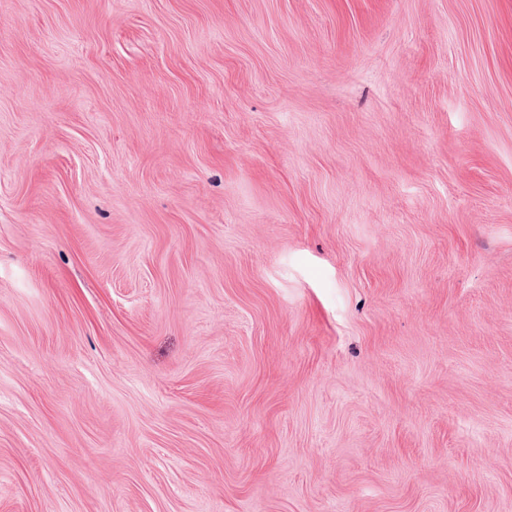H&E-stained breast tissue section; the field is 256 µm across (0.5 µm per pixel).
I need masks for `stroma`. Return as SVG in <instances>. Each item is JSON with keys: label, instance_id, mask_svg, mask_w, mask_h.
I'll list each match as a JSON object with an SVG mask.
<instances>
[{"label": "stroma", "instance_id": "stroma-1", "mask_svg": "<svg viewBox=\"0 0 512 512\" xmlns=\"http://www.w3.org/2000/svg\"><path fill=\"white\" fill-rule=\"evenodd\" d=\"M0 512H512V0H0Z\"/></svg>", "mask_w": 512, "mask_h": 512}]
</instances>
